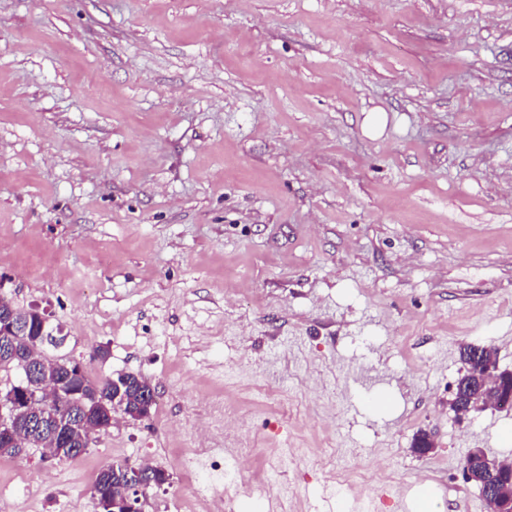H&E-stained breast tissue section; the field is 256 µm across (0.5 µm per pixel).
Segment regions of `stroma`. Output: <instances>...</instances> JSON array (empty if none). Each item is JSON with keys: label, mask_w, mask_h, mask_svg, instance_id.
<instances>
[{"label": "stroma", "mask_w": 512, "mask_h": 512, "mask_svg": "<svg viewBox=\"0 0 512 512\" xmlns=\"http://www.w3.org/2000/svg\"><path fill=\"white\" fill-rule=\"evenodd\" d=\"M0 294L161 401L0 455L23 512L144 456V512H219L180 467L218 404L235 512H490L463 459L512 458V405L448 402L462 345L512 371V0H0Z\"/></svg>", "instance_id": "stroma-1"}]
</instances>
